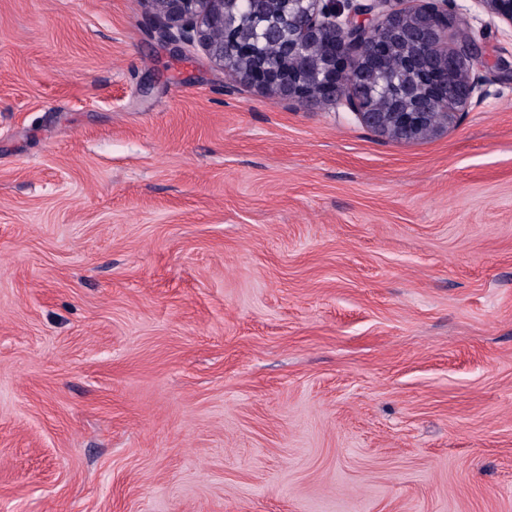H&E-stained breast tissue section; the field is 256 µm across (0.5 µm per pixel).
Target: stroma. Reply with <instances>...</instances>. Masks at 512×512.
<instances>
[{"label":"stroma","instance_id":"obj_1","mask_svg":"<svg viewBox=\"0 0 512 512\" xmlns=\"http://www.w3.org/2000/svg\"><path fill=\"white\" fill-rule=\"evenodd\" d=\"M225 82L0 0V512H512V82L414 143Z\"/></svg>","mask_w":512,"mask_h":512}]
</instances>
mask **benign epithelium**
Returning a JSON list of instances; mask_svg holds the SVG:
<instances>
[{
  "label": "benign epithelium",
  "mask_w": 512,
  "mask_h": 512,
  "mask_svg": "<svg viewBox=\"0 0 512 512\" xmlns=\"http://www.w3.org/2000/svg\"><path fill=\"white\" fill-rule=\"evenodd\" d=\"M280 43L279 60L256 61L258 33L239 21L240 2ZM163 36L198 46L228 85L278 99L332 102L380 137L400 142L456 129L481 97L489 60L451 8L420 0L376 12L384 0H147ZM512 25V0H477Z\"/></svg>",
  "instance_id": "obj_1"
}]
</instances>
